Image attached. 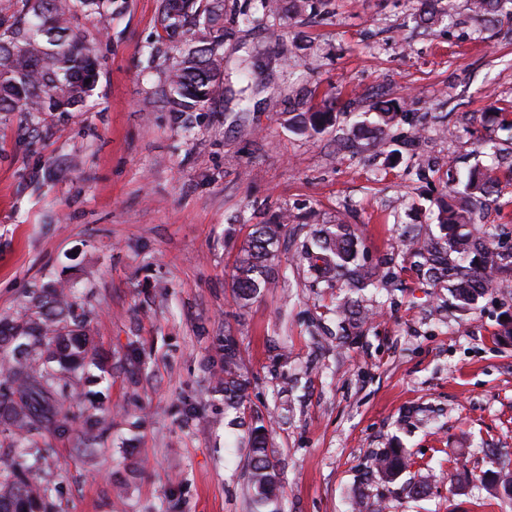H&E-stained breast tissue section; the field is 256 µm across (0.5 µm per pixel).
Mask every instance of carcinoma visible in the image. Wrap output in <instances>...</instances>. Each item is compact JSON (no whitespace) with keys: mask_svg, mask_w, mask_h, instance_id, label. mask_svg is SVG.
Returning <instances> with one entry per match:
<instances>
[{"mask_svg":"<svg viewBox=\"0 0 512 512\" xmlns=\"http://www.w3.org/2000/svg\"><path fill=\"white\" fill-rule=\"evenodd\" d=\"M19 9L0 14V112H18L36 125L48 112H77L87 105L95 89L99 60L94 49L74 32L78 10L112 12V0H16ZM470 10L480 17L512 14V0H470ZM278 0H255L252 20L273 22L279 17ZM224 0H162L160 25L166 39L193 18L213 39L190 50L170 75L171 91L182 106L204 105L219 88L222 59L215 45L223 36L220 21ZM402 105L391 102L380 108L377 120L361 123L356 134L375 145L389 136L391 123ZM334 106L324 102L297 114V130H321L332 125ZM500 178L495 168L474 169L465 177L448 175L444 190L448 203L439 210L445 230L439 239L406 234L402 253L424 270L435 284H448L457 307L468 311L490 290L502 273L512 274V250L495 245V234L478 231L480 210L498 193ZM281 224H259L251 233L236 265V298L248 302L266 287L274 254L271 246L281 235ZM358 229L337 223L318 235L300 253L317 282L349 293L370 286L385 288L388 277L380 266L368 267L358 259ZM369 309L344 297L336 306L342 331L360 336ZM87 318L72 292L64 285L43 287L33 293L28 313L0 318V432L9 431L46 458L51 449L39 445L50 427L66 422L62 398L71 388L70 378L85 368L90 341ZM224 400L238 409L246 401L247 383L240 373L238 349L224 345ZM109 414L100 407L84 420L82 438L93 440L106 426ZM268 427L258 416L249 430V478L254 503L267 506L278 498L280 480L268 449ZM409 466L404 449L391 442L374 458V467L388 482L397 480ZM459 483L480 484L491 494H512V475L464 470L449 476ZM52 489L32 482L16 471L0 481V512H48Z\"/></svg>","mask_w":512,"mask_h":512,"instance_id":"1","label":"carcinoma"}]
</instances>
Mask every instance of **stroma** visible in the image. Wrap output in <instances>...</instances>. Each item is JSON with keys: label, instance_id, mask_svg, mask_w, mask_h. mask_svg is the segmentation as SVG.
<instances>
[{"label": "stroma", "instance_id": "35a3bbf8", "mask_svg": "<svg viewBox=\"0 0 512 512\" xmlns=\"http://www.w3.org/2000/svg\"><path fill=\"white\" fill-rule=\"evenodd\" d=\"M279 26L246 24L250 0H224L223 90L178 112L169 74L200 36L159 41L160 0L77 12L100 57L80 112L38 126L0 114V317L53 280L73 286L96 353L45 434L39 480L57 512H257L247 433L269 422L279 512H512L479 486L449 490L455 468L512 464V276L470 313L422 280L402 254L413 227L439 233L447 171L512 162V16L476 21L450 0L420 22V0H310ZM255 62L251 81L241 60ZM337 121L295 130L321 100ZM403 103L385 146L354 127ZM283 221L273 279L248 304L232 288L256 225ZM357 225L362 262L389 288L367 291L363 336L337 339L343 293L316 284L298 256L316 230ZM233 340L248 382L228 408L216 381ZM106 408L103 436L79 441L81 413ZM398 439L412 465L395 482L373 466Z\"/></svg>", "mask_w": 512, "mask_h": 512}]
</instances>
